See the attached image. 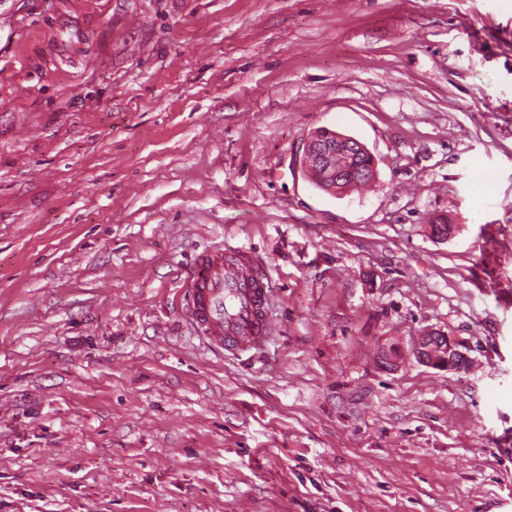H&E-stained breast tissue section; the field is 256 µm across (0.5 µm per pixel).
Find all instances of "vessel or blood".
I'll return each mask as SVG.
<instances>
[{"label":"vessel or blood","instance_id":"vessel-or-blood-1","mask_svg":"<svg viewBox=\"0 0 512 512\" xmlns=\"http://www.w3.org/2000/svg\"><path fill=\"white\" fill-rule=\"evenodd\" d=\"M184 296L190 318L213 349L247 352L275 333L269 315L271 283L256 259L241 248L200 253L184 284Z\"/></svg>","mask_w":512,"mask_h":512}]
</instances>
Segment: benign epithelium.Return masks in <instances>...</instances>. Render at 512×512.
Masks as SVG:
<instances>
[{
  "label": "benign epithelium",
  "instance_id": "obj_1",
  "mask_svg": "<svg viewBox=\"0 0 512 512\" xmlns=\"http://www.w3.org/2000/svg\"><path fill=\"white\" fill-rule=\"evenodd\" d=\"M367 147L356 138L341 132L335 133V142H327L319 135H311L304 147L302 164L309 167V159H314L318 173L317 185L336 193V184L351 172L348 163L357 150ZM414 353L419 361L450 371L464 368L468 356L460 350L459 342L444 335L428 334L418 339Z\"/></svg>",
  "mask_w": 512,
  "mask_h": 512
}]
</instances>
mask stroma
Masks as SVG:
<instances>
[{
	"label": "stroma",
	"mask_w": 512,
	"mask_h": 512,
	"mask_svg": "<svg viewBox=\"0 0 512 512\" xmlns=\"http://www.w3.org/2000/svg\"><path fill=\"white\" fill-rule=\"evenodd\" d=\"M218 243L260 350L185 315ZM0 512H512V0H0ZM334 136L336 142L331 143L313 133L305 143L302 157V164L310 175L312 172L308 160L314 158L318 173L317 185L332 193L339 192L336 184L351 172L348 163L355 151L360 149L371 155L367 147L356 138L341 132H336ZM227 286L235 289L236 312L224 316ZM189 316L208 345L216 350L242 353L274 335L269 315L271 283L257 260L241 248L217 247L200 253L184 283ZM436 345L442 350L439 357L434 356ZM414 353L422 363L448 371L463 369L465 361L469 360V357L460 350V344L456 339L438 334L421 336L414 346Z\"/></svg>",
	"instance_id": "35a3bbf8"
}]
</instances>
